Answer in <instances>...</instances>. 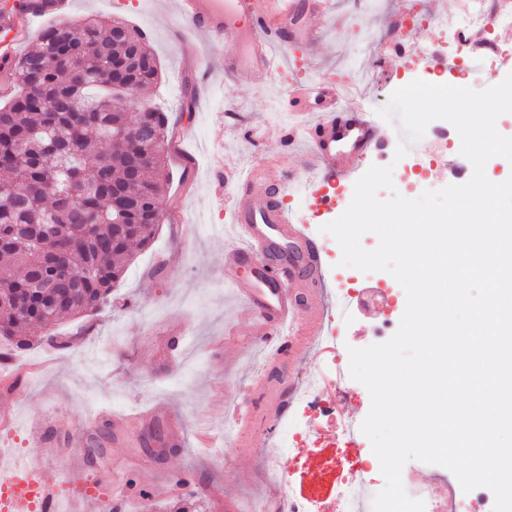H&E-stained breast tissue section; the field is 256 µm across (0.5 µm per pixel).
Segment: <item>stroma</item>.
Masks as SVG:
<instances>
[{
    "label": "stroma",
    "instance_id": "1",
    "mask_svg": "<svg viewBox=\"0 0 512 512\" xmlns=\"http://www.w3.org/2000/svg\"><path fill=\"white\" fill-rule=\"evenodd\" d=\"M402 2L327 0L316 19L320 41L291 47L279 71L206 80L196 59L206 54L212 67L220 68L224 43L203 42L188 27H175L174 0H71L74 21L120 19L147 34L160 77L143 96L174 124L171 178L155 237L128 262L112 289L111 304L96 315L54 326V333L77 336V343L54 350L36 337L16 356L13 384L0 386V416L13 418L10 432L0 435V448L39 453L42 436L33 424L57 415L87 421L105 409L151 411L161 429L164 416L173 412L182 419L183 447L167 446L161 437L143 443L144 432L137 428L125 430L117 441L112 425L103 422L95 434L100 454L84 457L85 469L77 472L70 466L72 446L61 445L53 464L57 477L80 483L86 472H97L120 493L137 491L142 480H149V512H174L186 501L195 512H241L273 495L264 456L277 441L263 418L262 398L243 394L269 349L247 333L239 336L233 353L225 351L224 329L234 320L238 302L224 274L230 201L212 193L220 174L215 159L247 167L277 155L284 168L297 167L306 137L302 124L316 115L307 104L289 101L290 87L359 73V93L343 99L339 109L360 113L383 134L382 148L368 154L365 166L391 164L401 124L396 118L385 121L378 111L403 81L420 76L387 51L390 21ZM191 99L196 105L188 113L184 106ZM459 140L452 127L430 134L422 153L404 165L415 175L405 186L407 198L471 178L472 165L460 154ZM322 241L331 262L325 274L328 289L353 288L361 294L344 330L345 346L381 342L377 330L383 320L403 316V288L388 272L341 266L335 239L327 234ZM237 412L248 416L245 438L225 439V431L237 427ZM337 437V430L325 427L302 453L281 455L294 494L332 496L348 463L357 459L378 468L373 451L358 453L338 444ZM180 478L186 485L178 493L174 484Z\"/></svg>",
    "mask_w": 512,
    "mask_h": 512
}]
</instances>
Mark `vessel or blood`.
<instances>
[{
  "mask_svg": "<svg viewBox=\"0 0 512 512\" xmlns=\"http://www.w3.org/2000/svg\"><path fill=\"white\" fill-rule=\"evenodd\" d=\"M324 0H175L176 17L191 30L206 38L223 41L224 73L236 76L244 72L269 74L280 69L287 50L294 44L313 43L318 28L313 18L323 12ZM30 14L15 13L8 34L0 38V57L14 55L29 34ZM344 87L318 83L300 86L293 98L317 96L322 115L308 124L307 146L301 153L307 173L311 200L331 205L321 192L323 185L341 182L361 167L365 156L377 147L380 136L359 115L338 116L336 105ZM224 178L213 187L215 196H223L231 185H242L235 195L231 212L233 243L224 254V268L236 287L240 314L232 331L258 323L263 334L260 342L272 349L274 358L290 363L307 362L306 342L326 335L322 311L314 302L309 281L323 267V253L309 235L306 225L294 223L282 206L273 204L268 190L286 186L285 175L273 168L252 165L239 170L235 163L223 167ZM260 267V279L241 276L243 267ZM253 388L268 394L267 419L277 418L285 406L284 396L312 385V376L272 381L266 370L254 371ZM56 451L43 445L41 451L23 466L0 461V512H56L59 485L49 474V462ZM128 499L113 494L104 477L90 476L84 490L72 498L69 512H84L95 505L98 512H124Z\"/></svg>",
  "mask_w": 512,
  "mask_h": 512,
  "instance_id": "obj_1",
  "label": "vessel or blood"
}]
</instances>
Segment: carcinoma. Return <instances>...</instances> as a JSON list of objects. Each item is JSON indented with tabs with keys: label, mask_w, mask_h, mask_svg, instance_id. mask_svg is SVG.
Returning a JSON list of instances; mask_svg holds the SVG:
<instances>
[{
	"label": "carcinoma",
	"mask_w": 512,
	"mask_h": 512,
	"mask_svg": "<svg viewBox=\"0 0 512 512\" xmlns=\"http://www.w3.org/2000/svg\"><path fill=\"white\" fill-rule=\"evenodd\" d=\"M0 78V336L23 350L29 333L100 311L129 246L154 238L168 117L112 108L120 85L159 78L144 33L116 19L52 24Z\"/></svg>",
	"instance_id": "obj_1"
}]
</instances>
